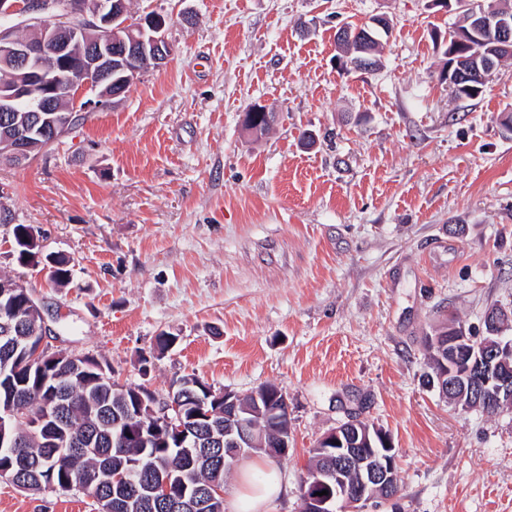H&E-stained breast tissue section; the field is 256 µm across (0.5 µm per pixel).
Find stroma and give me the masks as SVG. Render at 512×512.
I'll return each mask as SVG.
<instances>
[{"label":"stroma","instance_id":"obj_1","mask_svg":"<svg viewBox=\"0 0 512 512\" xmlns=\"http://www.w3.org/2000/svg\"><path fill=\"white\" fill-rule=\"evenodd\" d=\"M172 53L81 113L23 167L0 163V274L40 302L51 345L107 358L166 396L196 375L288 400L282 493L303 512L309 452L358 416L390 434L400 490L380 512H512V411L448 403L426 338L512 310V59L475 98L440 82L427 0H130ZM386 15L378 71L341 69L336 29ZM276 119L256 137L253 104ZM69 259L52 287L12 227ZM166 332L177 342L158 351ZM0 512H98L78 490L0 479Z\"/></svg>","mask_w":512,"mask_h":512}]
</instances>
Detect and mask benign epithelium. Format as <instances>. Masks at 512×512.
Segmentation results:
<instances>
[{
	"label": "benign epithelium",
	"mask_w": 512,
	"mask_h": 512,
	"mask_svg": "<svg viewBox=\"0 0 512 512\" xmlns=\"http://www.w3.org/2000/svg\"><path fill=\"white\" fill-rule=\"evenodd\" d=\"M468 30L457 31L449 56L461 61L469 52L471 39L493 32L507 40L512 37V16L507 13L471 11ZM164 22L145 17L135 22L125 0H0V160L14 166L29 163L38 150L57 143L76 123L78 112L106 108L115 103L126 85L141 73V60L160 67L171 55L163 33ZM0 325L9 330L21 327L30 318L38 322L37 342L31 345L20 365L38 369L70 364L73 372L82 369L84 356L63 349H52L46 337L56 335L47 325L41 304L32 295L21 309L0 315ZM482 336H474L462 325H452L429 337L433 380L438 389L456 404L465 407L483 397H492L500 407H512V338L502 336L501 311L487 312ZM190 379H181L165 397L149 392L140 414H148L153 429H164L178 438H188L201 423L210 420L205 405L185 398ZM250 403L240 404L241 396L224 392V428L213 439L224 447V466L235 464L242 455L261 448L274 458L288 455L291 432L280 426L274 395L262 386L250 393ZM64 417L63 403L56 402L37 416L19 407L0 413V424L17 423L24 432L15 436L11 447L22 448L29 436L53 444L45 422ZM277 431L266 443L264 435ZM322 466L307 472L310 490L305 512H365L371 502L392 501L399 491L395 448L387 432L357 417L348 419L323 435L316 444ZM357 479L347 486L346 476ZM108 484L137 496L138 484L131 470L98 472L94 481L78 479L55 485L53 489L77 488L93 492V486ZM333 483L336 497L317 496L315 488ZM151 499L171 503L187 501L206 508L224 501V486L211 484L187 490L176 481L153 480Z\"/></svg>",
	"instance_id": "benign-epithelium-1"
}]
</instances>
